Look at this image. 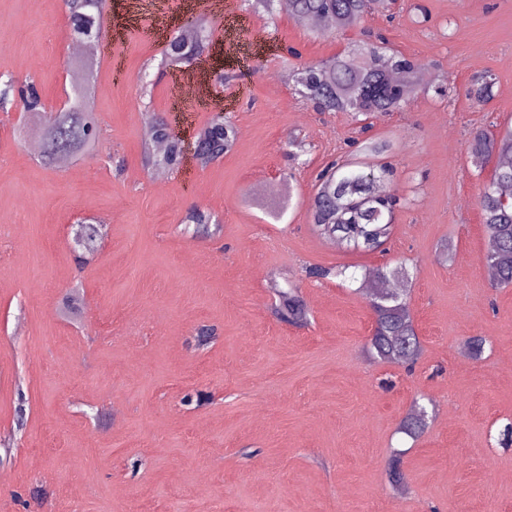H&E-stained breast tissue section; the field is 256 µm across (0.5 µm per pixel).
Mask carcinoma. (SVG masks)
Masks as SVG:
<instances>
[{
	"mask_svg": "<svg viewBox=\"0 0 512 512\" xmlns=\"http://www.w3.org/2000/svg\"><path fill=\"white\" fill-rule=\"evenodd\" d=\"M74 40L90 42L102 32L105 0H65ZM370 10V0H292L291 15L299 22L313 16L334 18L336 29L346 30ZM208 41H187L179 33L168 40L165 61L170 66L191 64ZM420 65L415 59L394 52L386 55L381 47L370 46L359 55H336L298 73L299 94L322 112H355L364 116L396 112L421 90ZM73 103L50 113L45 124L42 153L51 163L61 155H85L97 146L95 113L87 108L85 77H76L72 85ZM20 101L25 110L39 112L42 105L22 95L13 81L0 84V106ZM155 139L165 143L163 153L145 152L147 164L173 168L183 159V143L168 131L164 117L148 116ZM237 137L235 126L223 124L204 127L197 141L204 164L224 156ZM387 145L367 142L361 148L364 161L337 160L319 177L320 186L311 203V221L315 233L336 242L348 253H373L381 250L392 233L393 217L401 205L391 192H377L374 186L393 180L395 170L386 163H374ZM469 150L478 164L494 161L490 181L483 187L479 205L488 240L486 259L496 284H512V127L496 134L479 129L471 133ZM348 266L312 268L318 278L343 277L358 283L357 291L368 295L374 315L368 351L382 364L408 367L422 352L415 321L411 315L409 289L391 290L392 280L407 283L403 267L368 268L361 274L347 273ZM275 313L289 324L307 319L303 300L293 288L278 292ZM429 424L425 406L417 403L403 417L399 430L411 438L420 437Z\"/></svg>",
	"mask_w": 512,
	"mask_h": 512,
	"instance_id": "obj_1",
	"label": "carcinoma"
}]
</instances>
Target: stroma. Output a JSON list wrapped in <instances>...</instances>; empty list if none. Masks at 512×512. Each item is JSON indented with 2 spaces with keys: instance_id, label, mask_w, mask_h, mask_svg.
Masks as SVG:
<instances>
[{
  "instance_id": "35a3bbf8",
  "label": "stroma",
  "mask_w": 512,
  "mask_h": 512,
  "mask_svg": "<svg viewBox=\"0 0 512 512\" xmlns=\"http://www.w3.org/2000/svg\"><path fill=\"white\" fill-rule=\"evenodd\" d=\"M160 8L175 28L210 20L204 67L238 130L221 160L187 156L162 184L142 163L148 114L190 145L214 109L172 102L164 43L144 33ZM103 25L99 142L74 174L30 147L43 112L0 111V433L15 435L0 512H512V286L487 274L493 166L469 154L471 132L512 124V0H398L343 32L244 0H108ZM371 34L431 76L403 111L362 122L295 93L294 71ZM70 45L64 0H0V79L35 82L45 110L72 93ZM485 74L482 106L468 91ZM365 136L387 144L403 205L385 252L348 254L312 231L309 202ZM194 205L220 234L182 224ZM83 218L106 226L84 265ZM401 262L423 346L410 372L368 357L366 295L307 274ZM276 284L299 289L307 324L276 317ZM471 336L481 359L463 354ZM422 395L435 412L412 440L397 426Z\"/></svg>"
}]
</instances>
